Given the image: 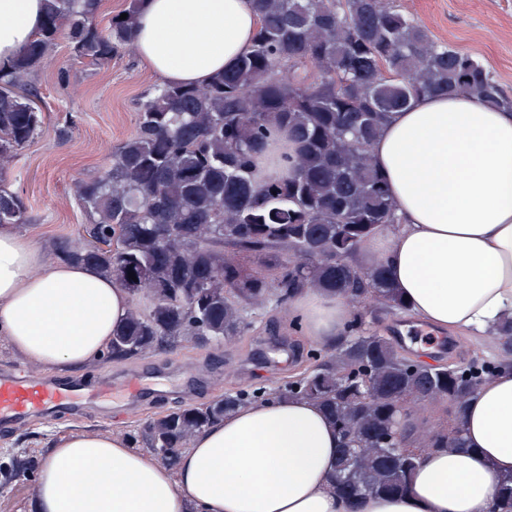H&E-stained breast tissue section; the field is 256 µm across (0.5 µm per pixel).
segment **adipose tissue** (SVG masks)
Listing matches in <instances>:
<instances>
[{
  "label": "adipose tissue",
  "mask_w": 512,
  "mask_h": 512,
  "mask_svg": "<svg viewBox=\"0 0 512 512\" xmlns=\"http://www.w3.org/2000/svg\"><path fill=\"white\" fill-rule=\"evenodd\" d=\"M45 0H0V67L37 36ZM247 0H142L134 43L161 83L198 85L251 46ZM401 219L364 241L407 316L437 333L486 336L512 317V111L465 93L423 96L393 113L372 145ZM132 307L112 277L45 264L32 241L0 226V336L33 364L98 361ZM290 311L313 342L351 320L341 298L309 290ZM466 446L435 448L402 495L349 508L331 485L340 435L315 401L270 395L191 439L169 467L118 433L61 437L38 465L30 512H488L512 478V368L471 398Z\"/></svg>",
  "instance_id": "ef3b65f1"
}]
</instances>
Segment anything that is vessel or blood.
<instances>
[{
  "mask_svg": "<svg viewBox=\"0 0 512 512\" xmlns=\"http://www.w3.org/2000/svg\"><path fill=\"white\" fill-rule=\"evenodd\" d=\"M88 397L86 385L78 379H28L16 372L0 374V431L12 429L36 415L83 409Z\"/></svg>",
  "mask_w": 512,
  "mask_h": 512,
  "instance_id": "1",
  "label": "vessel or blood"
}]
</instances>
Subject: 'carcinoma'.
Masks as SVG:
<instances>
[{
  "mask_svg": "<svg viewBox=\"0 0 512 512\" xmlns=\"http://www.w3.org/2000/svg\"><path fill=\"white\" fill-rule=\"evenodd\" d=\"M42 27L0 70V224L28 222L24 199L5 182L44 123L24 82L58 41L103 64L133 50L141 0L103 27L99 0H45ZM259 23L250 49L198 86L165 85L137 103L135 134L112 163L77 181L95 250L67 241L63 258L93 265L135 297L111 354L128 359L181 342L219 345L246 336L249 308L288 311L302 290L343 298L354 315L333 353L279 393L319 402L336 425L333 483L348 503L405 492L431 448H466L464 418L479 386L512 367V318L495 332L494 359L476 354L435 365L406 355L366 316L404 305L377 262L360 268L361 243L400 223L371 146L390 114L423 95L467 92L512 111L489 69L388 0H250ZM310 64L311 80L300 72ZM281 174L256 177L260 158ZM134 273L136 279L128 278ZM450 405L448 425L407 442L401 417L425 403ZM240 389L143 424L157 458L184 448L224 413L257 399ZM489 512H512V479Z\"/></svg>",
  "mask_w": 512,
  "mask_h": 512,
  "instance_id": "carcinoma-1",
  "label": "carcinoma"
}]
</instances>
